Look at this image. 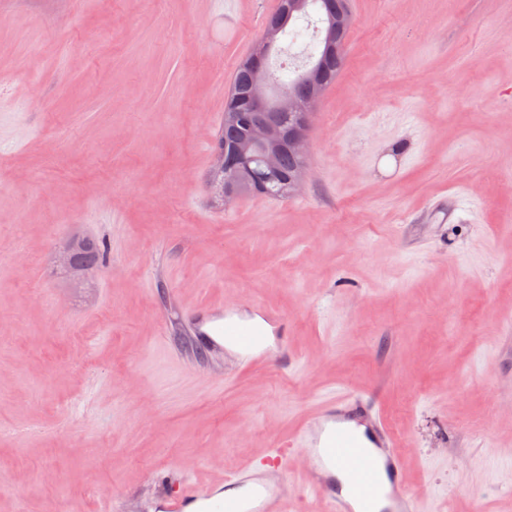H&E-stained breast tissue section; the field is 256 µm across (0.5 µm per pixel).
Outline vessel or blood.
Masks as SVG:
<instances>
[{
    "label": "vessel or blood",
    "instance_id": "1",
    "mask_svg": "<svg viewBox=\"0 0 512 512\" xmlns=\"http://www.w3.org/2000/svg\"><path fill=\"white\" fill-rule=\"evenodd\" d=\"M195 330L220 349L236 347L245 365L285 361L286 318L261 305L248 316L220 306L196 311ZM298 439L305 469L298 483L323 512H420L403 488L404 463L394 449L385 417L361 393L324 400L307 418ZM166 512H287L282 487L251 467L238 469L223 486L185 483L165 498Z\"/></svg>",
    "mask_w": 512,
    "mask_h": 512
}]
</instances>
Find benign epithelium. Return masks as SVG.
Masks as SVG:
<instances>
[{"label": "benign epithelium", "instance_id": "7a95c632", "mask_svg": "<svg viewBox=\"0 0 512 512\" xmlns=\"http://www.w3.org/2000/svg\"><path fill=\"white\" fill-rule=\"evenodd\" d=\"M351 23L352 16L347 11L333 19L325 33L327 50L336 49L339 36ZM280 31L279 24L268 26L246 61L251 73V89L245 99V105L249 111L255 113V116L249 138L236 149L239 160L245 164L253 159V153H259V161L265 168L266 178L277 169L281 150L285 147L302 159H307V129L325 93L323 84L311 79L303 84V93L292 94L281 108L283 112L293 111L294 124L288 128L272 114L267 97L265 60L270 47L279 40ZM213 172L224 175V181L210 183L212 191L224 197L226 205L235 202L241 196V185L237 175L230 169L222 148L214 152Z\"/></svg>", "mask_w": 512, "mask_h": 512}]
</instances>
